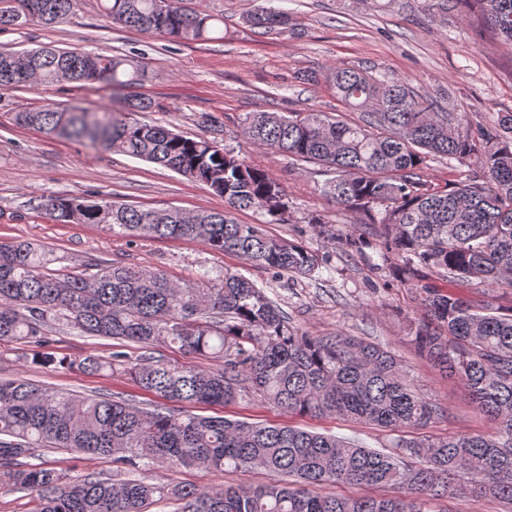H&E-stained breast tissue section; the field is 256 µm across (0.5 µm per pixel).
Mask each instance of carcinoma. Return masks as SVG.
<instances>
[{
    "mask_svg": "<svg viewBox=\"0 0 512 512\" xmlns=\"http://www.w3.org/2000/svg\"><path fill=\"white\" fill-rule=\"evenodd\" d=\"M465 2L512 46V0H425L429 14L448 16ZM112 23L171 42L212 39L214 16L184 0H100ZM80 0H0V27L62 23ZM246 22L264 34L288 29V14L261 8ZM23 67L0 51V89L32 82L80 83L120 90L147 70L133 58L42 46ZM322 80L360 112L357 121L326 112H251L241 135L296 161L325 167L323 194L353 211L382 239L381 260L402 285L417 288L423 317L409 323L411 341L431 366L458 380L475 409L494 422L488 434L404 436L444 415L421 394L397 357L379 344L336 333L311 336L288 321L266 289L229 269L205 271L181 287L160 270L97 264L95 271L52 272L54 253L28 241L0 243V341L41 342L60 327L82 336L133 342L144 353L128 373L163 400L143 407L121 396L74 394L25 379L0 381V482L36 496L34 512H149L158 498L178 512H432L428 505L470 480L477 499L512 506V307L481 305L429 283H485L512 288V113L475 123L448 112L402 79L367 68H328ZM153 107L146 98L124 110L43 107L16 115L18 124L104 151L160 164L224 197L221 211L188 215L179 208H141L101 197L50 195L41 210L59 224H100L129 237L198 240L280 275L310 276L322 267L304 245L265 235L234 214L252 210L267 224L287 221L281 183L228 148L203 137L132 121ZM431 160L469 168L443 187L423 178ZM367 233V234H369ZM364 232L336 238L347 251L370 246ZM176 345L215 362L201 369L159 355ZM85 372L112 369L90 355ZM258 398L301 417L336 416L397 433L387 452L290 425L203 417L185 404L227 405ZM44 448L107 455L128 466L127 478L85 477L71 485L56 469L31 464ZM160 461L216 471L261 469L276 480L255 486L164 487L135 477ZM329 485L397 487L401 496L343 497Z\"/></svg>",
    "mask_w": 512,
    "mask_h": 512,
    "instance_id": "carcinoma-1",
    "label": "carcinoma"
}]
</instances>
